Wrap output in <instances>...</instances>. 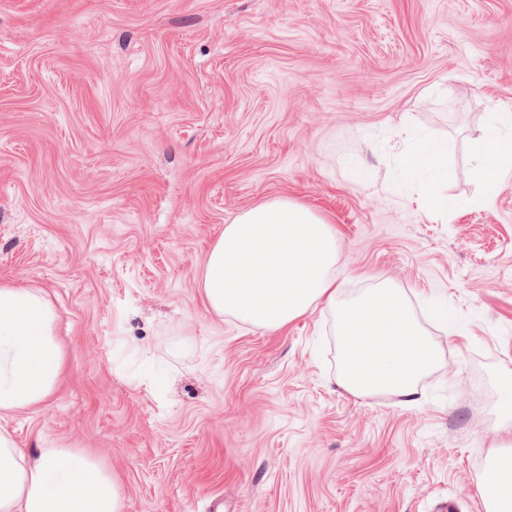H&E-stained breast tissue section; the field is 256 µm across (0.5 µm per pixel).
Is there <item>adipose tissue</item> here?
Segmentation results:
<instances>
[{
	"label": "adipose tissue",
	"instance_id": "obj_1",
	"mask_svg": "<svg viewBox=\"0 0 512 512\" xmlns=\"http://www.w3.org/2000/svg\"><path fill=\"white\" fill-rule=\"evenodd\" d=\"M448 146L429 144L409 159L404 175H448ZM336 239L328 223L304 205L278 197L251 206L225 225L199 286L217 315L233 314L279 330L311 307L339 310V382L363 395H410L439 355L416 325L402 293L382 285L337 304L332 271ZM56 314L36 288L0 284V416L42 407L64 370L55 337ZM495 473L481 495L487 512H512V450L490 460ZM117 478L75 448H44L35 459L0 430V512H123Z\"/></svg>",
	"mask_w": 512,
	"mask_h": 512
}]
</instances>
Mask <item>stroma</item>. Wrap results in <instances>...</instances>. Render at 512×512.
<instances>
[{"mask_svg": "<svg viewBox=\"0 0 512 512\" xmlns=\"http://www.w3.org/2000/svg\"><path fill=\"white\" fill-rule=\"evenodd\" d=\"M512 0H0V283L43 290L65 368L0 420L83 450L124 512H486L512 397ZM445 141L448 212L402 171ZM336 238L337 303L402 292L441 360L411 396L338 382L332 312L272 331L198 279L243 209ZM481 153L487 161L481 168L480 177L491 187L505 164L512 163V138L491 135L485 139Z\"/></svg>", "mask_w": 512, "mask_h": 512, "instance_id": "1", "label": "stroma"}]
</instances>
